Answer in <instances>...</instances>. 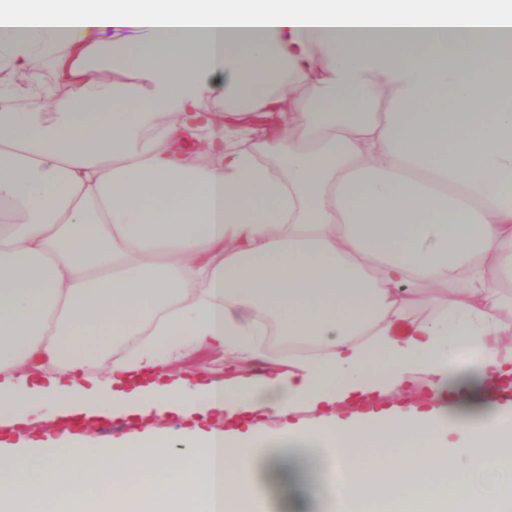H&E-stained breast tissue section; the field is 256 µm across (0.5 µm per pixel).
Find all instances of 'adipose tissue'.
I'll return each mask as SVG.
<instances>
[{
	"label": "adipose tissue",
	"instance_id": "adipose-tissue-1",
	"mask_svg": "<svg viewBox=\"0 0 512 512\" xmlns=\"http://www.w3.org/2000/svg\"><path fill=\"white\" fill-rule=\"evenodd\" d=\"M0 55L29 73L0 86V423L44 403L227 421L178 468L148 431L34 466L0 453V512H254L295 486L320 512H512V410L488 394L512 376V295L486 274L512 279V0H0ZM226 99L277 110L276 133L228 144ZM443 282L469 303L414 319ZM269 320L326 356L141 382L163 349L249 356ZM413 375L432 407L334 412ZM460 466L494 490L412 493Z\"/></svg>",
	"mask_w": 512,
	"mask_h": 512
}]
</instances>
